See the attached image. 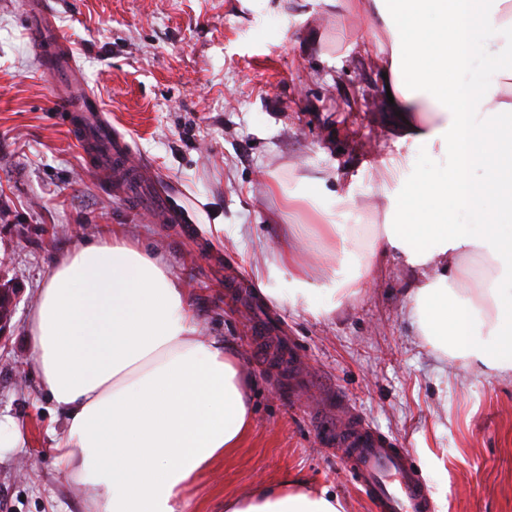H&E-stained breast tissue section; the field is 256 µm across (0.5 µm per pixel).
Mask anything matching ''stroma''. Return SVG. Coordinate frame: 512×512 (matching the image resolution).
I'll return each instance as SVG.
<instances>
[{"label": "stroma", "instance_id": "obj_1", "mask_svg": "<svg viewBox=\"0 0 512 512\" xmlns=\"http://www.w3.org/2000/svg\"><path fill=\"white\" fill-rule=\"evenodd\" d=\"M27 2L0 0V286L13 297L0 415L25 438L0 447V512H82L53 463L65 418L40 385L26 325L49 266L105 224L165 262L201 336L235 347L255 380L251 430L195 482L197 512L287 479L371 512L331 443L350 409L412 454L436 512H512V378L425 343L409 300L419 271L374 259L366 288L319 316L264 297L253 277L312 221L301 208L269 223V178L292 189L319 178L325 193H351L357 223L382 224L384 162L413 155L411 179L448 159L399 145L373 31L324 0H49L132 163L188 217L170 224L136 210L126 179L94 171L79 149L56 110L64 89L30 45ZM17 360L29 366L23 385Z\"/></svg>", "mask_w": 512, "mask_h": 512}]
</instances>
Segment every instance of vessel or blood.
Wrapping results in <instances>:
<instances>
[{"mask_svg":"<svg viewBox=\"0 0 512 512\" xmlns=\"http://www.w3.org/2000/svg\"><path fill=\"white\" fill-rule=\"evenodd\" d=\"M28 29L30 40L36 48L62 49L63 42L52 23L51 13L41 0H31ZM56 79L68 88L59 100L61 110L73 114L84 112L86 97L75 96L70 91L71 86L83 83L73 57H66ZM92 115L90 124L80 127L78 131L80 142L93 145L113 140L112 127L103 121L100 110H93ZM113 142L112 154L100 158L101 169H110L113 159H125L124 171L133 182L137 195H149L150 209L154 213L170 215L167 198L152 192L140 170L128 164V144L121 140ZM335 444L343 467L367 498L372 512H434L430 490L406 449L387 444L375 435L367 423L358 419L337 430Z\"/></svg>","mask_w":512,"mask_h":512,"instance_id":"b4317fda","label":"vessel or blood"}]
</instances>
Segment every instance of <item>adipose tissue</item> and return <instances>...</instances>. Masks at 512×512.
Listing matches in <instances>:
<instances>
[{
  "instance_id": "obj_1",
  "label": "adipose tissue",
  "mask_w": 512,
  "mask_h": 512,
  "mask_svg": "<svg viewBox=\"0 0 512 512\" xmlns=\"http://www.w3.org/2000/svg\"><path fill=\"white\" fill-rule=\"evenodd\" d=\"M379 38L401 142L440 143L453 157L389 196V220L364 246V228L337 223L351 195L306 196L270 179L282 210L312 198L321 235L357 266L395 254L414 269L450 253L476 252L491 269L477 288L448 272L410 293L424 341L467 365L512 376V46L460 85L464 48L512 34L504 0H366L359 12ZM481 170L472 180V170ZM479 214L480 231L456 210ZM288 278L289 290L275 282ZM258 288L274 302L331 312L340 286L316 288L282 241ZM41 385L66 428L55 466L79 488L84 512H190L187 490L215 460L239 448L252 423L235 348L200 336L184 288L165 263L112 231L59 259L27 322ZM224 512H342L336 495L287 483L226 499Z\"/></svg>"
}]
</instances>
